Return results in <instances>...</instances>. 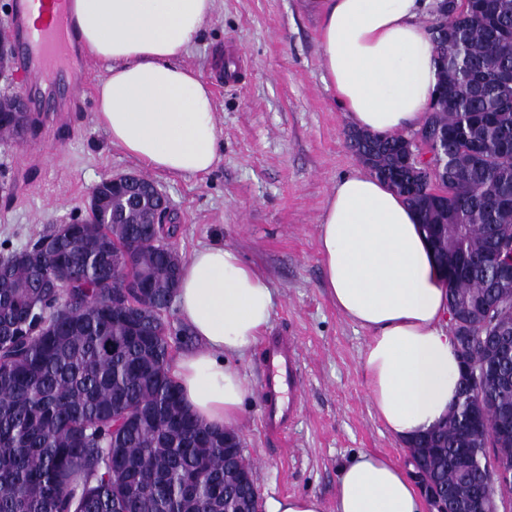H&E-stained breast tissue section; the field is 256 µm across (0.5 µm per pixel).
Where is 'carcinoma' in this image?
<instances>
[{"label": "carcinoma", "instance_id": "1", "mask_svg": "<svg viewBox=\"0 0 512 512\" xmlns=\"http://www.w3.org/2000/svg\"><path fill=\"white\" fill-rule=\"evenodd\" d=\"M432 28L439 92L421 132L448 153L455 180L447 196L426 191L415 174L404 198L420 224L435 226L436 257L448 269V308L462 329L485 328L483 312L497 292L487 261L492 231L512 250V209L491 210L512 195V85L475 84L492 63L512 67V0H466L443 11ZM0 111V133L40 124L26 112ZM347 147L390 184L402 170L406 137L358 132ZM479 141L484 158L471 146ZM93 215L54 224L0 263V512H224L233 509L245 472L224 447V431L200 424L184 408L170 373L173 271L171 250L142 242L153 208L126 190ZM453 251H448V246ZM126 265L127 294L112 287V266ZM485 369L484 404L462 398L441 423L445 431L413 454L460 500L483 488L484 442L469 428L492 427L497 404L512 405L497 379L512 375V355L474 344Z\"/></svg>", "mask_w": 512, "mask_h": 512}]
</instances>
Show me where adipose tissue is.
Segmentation results:
<instances>
[{
	"label": "adipose tissue",
	"mask_w": 512,
	"mask_h": 512,
	"mask_svg": "<svg viewBox=\"0 0 512 512\" xmlns=\"http://www.w3.org/2000/svg\"><path fill=\"white\" fill-rule=\"evenodd\" d=\"M214 0H72L75 31L106 62L95 122L145 168L194 177L219 158L209 84L183 63ZM325 80L350 124L378 134L418 130L436 84L431 0H317ZM324 285L337 309L371 332L363 373L370 404L406 442L435 429L458 390L448 282L414 211L356 168L336 183L318 226ZM179 315L200 348L173 365L182 404L221 429L240 418L251 385L232 361L270 326L266 277L235 248L208 245L184 262ZM409 473L360 452L340 469L335 512H426Z\"/></svg>",
	"instance_id": "1"
}]
</instances>
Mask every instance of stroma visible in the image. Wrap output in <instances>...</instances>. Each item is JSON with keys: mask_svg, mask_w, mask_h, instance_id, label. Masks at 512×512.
Segmentation results:
<instances>
[{"mask_svg": "<svg viewBox=\"0 0 512 512\" xmlns=\"http://www.w3.org/2000/svg\"><path fill=\"white\" fill-rule=\"evenodd\" d=\"M320 18L310 0H215L184 58L210 82L222 151L197 177L153 173L172 199V247L237 248L273 293L268 335L300 345L298 412L281 439L265 435L261 348L236 365L252 387L236 425L262 496L313 494L334 512L341 465L359 451L405 463V445L372 411L362 372L368 330L341 314L322 284L318 224L342 176L358 166L346 146L347 115L325 81ZM236 78L226 81L227 66ZM105 62L89 58L78 109L43 133L44 144H0V252L20 249L84 209L103 176L140 172L94 122Z\"/></svg>", "mask_w": 512, "mask_h": 512, "instance_id": "1", "label": "stroma"}]
</instances>
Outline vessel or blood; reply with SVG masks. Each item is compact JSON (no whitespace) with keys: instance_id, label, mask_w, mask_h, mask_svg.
<instances>
[{"instance_id":"1","label":"vessel or blood","mask_w":512,"mask_h":512,"mask_svg":"<svg viewBox=\"0 0 512 512\" xmlns=\"http://www.w3.org/2000/svg\"><path fill=\"white\" fill-rule=\"evenodd\" d=\"M40 5L48 14L46 24H31L33 5ZM11 28L18 44L16 66L24 74L21 93L31 108L37 109L41 124L48 125L71 111L76 98L57 99L51 111L40 110L42 99L52 87L64 79H77L88 57L76 36L74 23L68 13V0H15ZM265 388L262 405L270 433H278L297 411L295 400H284V392H296L298 368L287 337H271L263 350Z\"/></svg>"}]
</instances>
